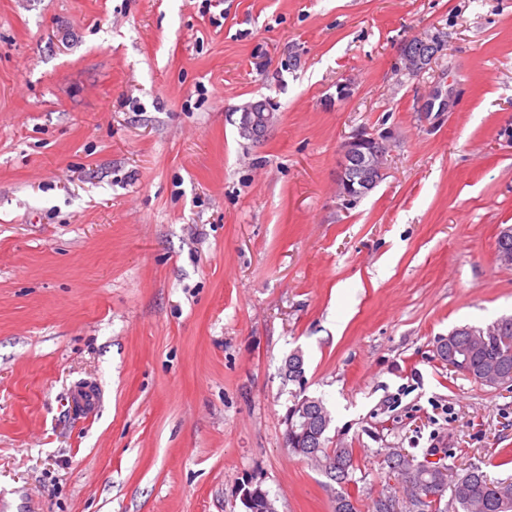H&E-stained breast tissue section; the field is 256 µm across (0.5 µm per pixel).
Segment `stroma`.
<instances>
[{
    "label": "stroma",
    "instance_id": "1",
    "mask_svg": "<svg viewBox=\"0 0 512 512\" xmlns=\"http://www.w3.org/2000/svg\"><path fill=\"white\" fill-rule=\"evenodd\" d=\"M360 129L388 162L347 204ZM509 225L512 0H0V512H333L299 393L357 512H409L391 448L512 478V392L436 352L512 316ZM417 42L421 46L435 47L436 49L433 53L425 54L422 51L410 50L407 44L404 46L402 60L404 61L405 68L415 75H420L426 72L433 60L444 51L445 44L436 37L428 36L417 37ZM305 399L303 413L296 412L291 426H296L297 420L307 422L309 434L303 438L293 439L291 435V415H287V434L286 443L290 451L302 458H305L318 471L323 473L328 479L336 483L334 492L333 512H357L355 499L349 493L348 486L354 482L352 479V453L348 448H326L324 435L330 427L332 417L331 413L323 403L322 399L303 396ZM297 398L291 406L293 410L302 407V401Z\"/></svg>",
    "mask_w": 512,
    "mask_h": 512
}]
</instances>
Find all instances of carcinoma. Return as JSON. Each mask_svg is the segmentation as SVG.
<instances>
[{
  "label": "carcinoma",
  "mask_w": 512,
  "mask_h": 512,
  "mask_svg": "<svg viewBox=\"0 0 512 512\" xmlns=\"http://www.w3.org/2000/svg\"><path fill=\"white\" fill-rule=\"evenodd\" d=\"M451 351L458 354V370L476 382L485 383L486 374L492 371L497 374L499 384L512 386V320L499 335L485 343L464 331L453 330L448 340L437 346L441 357ZM283 376L288 381L304 383L305 361L301 350L289 354L288 371ZM299 421L308 423L309 434L286 438L288 448L336 483L333 512H357L355 499L348 491L353 482L351 449L328 448L324 443L332 421L330 411L321 399L307 396L303 411L296 412L292 424ZM387 465L402 484L412 488V512H431L446 496L452 512H512V482L494 484L477 467L457 476L450 484L445 474L447 467L430 466L408 454L390 451Z\"/></svg>",
  "instance_id": "cac0c4a2"
}]
</instances>
